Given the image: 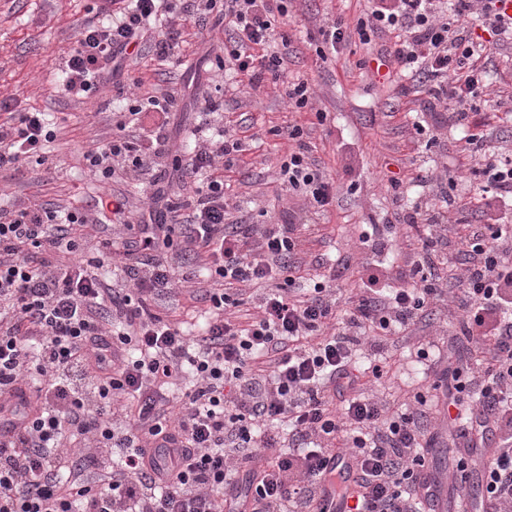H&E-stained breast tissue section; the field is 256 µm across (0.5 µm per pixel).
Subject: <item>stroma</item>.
Listing matches in <instances>:
<instances>
[{"label":"stroma","mask_w":512,"mask_h":512,"mask_svg":"<svg viewBox=\"0 0 512 512\" xmlns=\"http://www.w3.org/2000/svg\"><path fill=\"white\" fill-rule=\"evenodd\" d=\"M102 5V0H0V99L8 100L14 112L54 113L56 122L48 162L39 172L0 173L2 208L20 204L89 208L100 184L85 165V153L110 138L114 116L120 112L126 115L129 133L141 135L149 129V121L144 115H131L130 106L135 99L168 92L176 97L169 123V154L159 167L141 173L116 167L110 188L126 197L135 212L148 210L154 186L166 198L177 200L175 168L180 147L192 137L212 134L214 123L202 111L203 99L211 96L224 103L227 130L245 143L244 152L223 176L227 194L251 224L276 222L284 211L303 208L302 195L288 191L279 179L291 147L284 128L291 123L302 126L313 158L340 193L316 223L298 227L291 263L295 275L309 280L323 274L326 260H335L332 287L344 302L355 296L364 274L366 256L358 248L363 226H383L391 245V274L405 269L419 249L423 232L400 224L409 199L394 194L390 175L422 163L439 175L448 171L464 175L473 165L461 152L447 113L424 111L422 97L414 93L410 80L402 77L385 84L373 80L369 64L381 45L394 42V35H384L368 46L351 45L324 59L318 56L322 21L339 17L347 26H355L367 12L368 0H291L285 68L278 81H265L255 90L216 67L217 48L225 40L223 25L214 19L204 24L191 16L184 24L178 62L159 60L146 45L136 61L88 98L65 96L56 88L59 70L75 45L80 25ZM489 70L492 91L503 105L492 109L475 102L470 121L512 145V49L495 55ZM299 78L309 80L316 91L313 109L295 111L283 98L288 82ZM320 111L325 119H317ZM417 121L440 129L435 147H426L424 137L416 134L413 124ZM454 213L455 222L433 229L448 239L447 248L435 258L444 275L453 274L457 267L459 241L467 234L470 220L466 209L458 207ZM172 264L176 284L152 300L150 308L171 320L190 323L196 311L206 306L198 292L204 284L201 266L180 256L173 257ZM459 319L456 299L444 295L425 321L390 348L389 372L371 387L374 395L405 408L413 407L416 394L426 395L434 411L431 434L437 446L428 456L427 469L439 479L442 495L449 500L457 496L452 481L456 441L441 422L444 396L436 383L448 368L476 360L458 334ZM428 343L439 349L440 356L426 367L417 362L416 351Z\"/></svg>","instance_id":"1"}]
</instances>
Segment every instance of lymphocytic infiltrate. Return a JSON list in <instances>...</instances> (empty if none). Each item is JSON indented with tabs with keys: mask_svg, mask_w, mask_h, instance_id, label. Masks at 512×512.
<instances>
[{
	"mask_svg": "<svg viewBox=\"0 0 512 512\" xmlns=\"http://www.w3.org/2000/svg\"><path fill=\"white\" fill-rule=\"evenodd\" d=\"M354 30L336 19L320 29L329 51L351 39L369 43L395 32L387 65L426 94L425 109L445 104L463 128L464 151L478 155L480 179L470 199L482 224L462 243L460 331L481 349L476 366L448 375V425L465 451L456 467L467 479L473 450L487 448L481 466L486 512H512V150L468 129V107L491 97L487 63L512 47V16L503 0H372ZM192 11L224 21L228 42L217 65L247 76L257 88L277 78L283 58L271 51L288 0H129L113 14L87 18L65 58L61 91L88 96L104 77L137 59L148 29L158 57L173 56L182 32L176 15ZM172 95L149 97L152 133L130 139L124 122L85 155L101 179L114 164L140 170L165 157ZM48 113L9 115L0 122V170L43 166L54 137ZM301 128L281 165L284 186L301 192L307 213L332 206L337 189L309 161ZM223 127L195 143L179 165L183 199L167 203L169 220L142 224L134 262L121 271L136 291L110 288L97 269L111 265L101 243L87 261L64 262L77 251L92 215L124 216L126 204L105 193L94 214L42 206L0 209V396L9 405L12 437L0 441V512H311L345 437L357 474L347 512H426L440 493L423 474L430 446L425 410L388 414L383 400L360 388L357 356L380 352L396 332L425 317L443 276L434 257L441 237L426 236L408 278L394 284L381 257L388 243L363 231L369 255L342 332L323 329L336 312L328 280L292 291L291 255L297 224L227 222L231 207L216 164L242 152ZM207 265L210 302L198 332L146 307L169 287L164 250ZM264 282L260 313L240 323L234 286ZM193 384L178 409L169 385ZM85 443L80 454L68 440ZM244 467L239 482L232 463Z\"/></svg>",
	"mask_w": 512,
	"mask_h": 512,
	"instance_id": "obj_1",
	"label": "lymphocytic infiltrate"
}]
</instances>
